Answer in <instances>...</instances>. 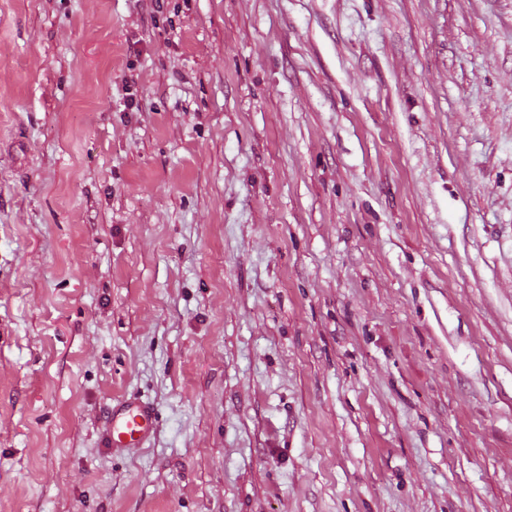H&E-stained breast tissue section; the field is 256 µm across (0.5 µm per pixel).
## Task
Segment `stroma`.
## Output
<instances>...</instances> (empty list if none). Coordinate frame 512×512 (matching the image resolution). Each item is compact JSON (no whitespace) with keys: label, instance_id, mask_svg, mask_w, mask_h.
Segmentation results:
<instances>
[{"label":"stroma","instance_id":"obj_1","mask_svg":"<svg viewBox=\"0 0 512 512\" xmlns=\"http://www.w3.org/2000/svg\"><path fill=\"white\" fill-rule=\"evenodd\" d=\"M0 512H512V0H0ZM155 421L153 408L141 398L121 400L108 412L106 443L117 451L143 448L153 433Z\"/></svg>","mask_w":512,"mask_h":512}]
</instances>
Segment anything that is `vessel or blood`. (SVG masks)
<instances>
[{"label":"vessel or blood","instance_id":"b4317fda","mask_svg":"<svg viewBox=\"0 0 512 512\" xmlns=\"http://www.w3.org/2000/svg\"><path fill=\"white\" fill-rule=\"evenodd\" d=\"M155 421L153 408L141 398L133 396L121 400L108 412L106 443L117 451L144 447Z\"/></svg>","mask_w":512,"mask_h":512}]
</instances>
